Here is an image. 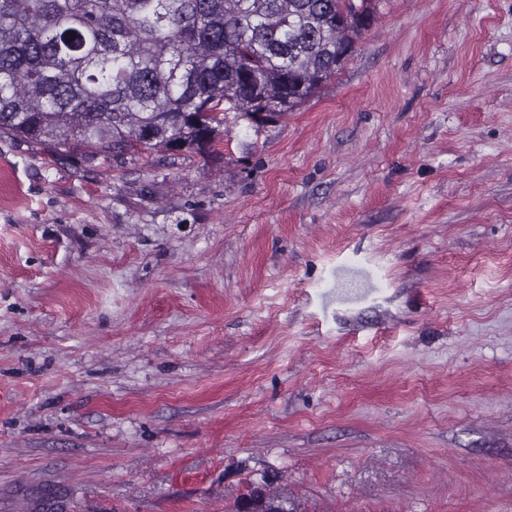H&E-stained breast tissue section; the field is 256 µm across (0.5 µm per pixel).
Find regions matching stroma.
Listing matches in <instances>:
<instances>
[{
    "label": "stroma",
    "mask_w": 512,
    "mask_h": 512,
    "mask_svg": "<svg viewBox=\"0 0 512 512\" xmlns=\"http://www.w3.org/2000/svg\"><path fill=\"white\" fill-rule=\"evenodd\" d=\"M206 154L0 135V512H512V0H373ZM248 501L251 510L249 512H302L293 499L280 491H271L259 483H250L246 492L240 494L228 512H242L241 506ZM286 506V508L284 507Z\"/></svg>",
    "instance_id": "35a3bbf8"
}]
</instances>
